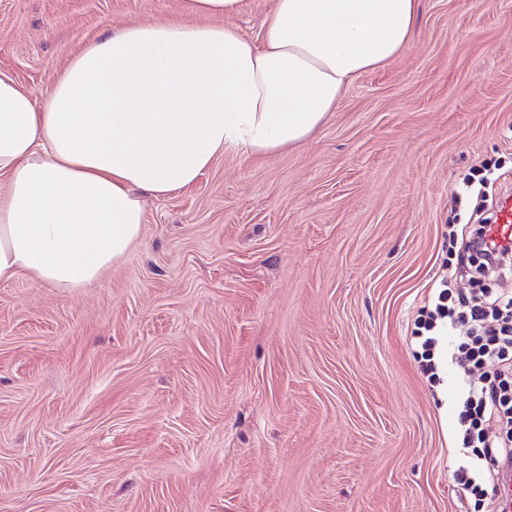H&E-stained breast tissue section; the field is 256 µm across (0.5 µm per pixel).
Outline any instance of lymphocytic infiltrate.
<instances>
[{"label":"lymphocytic infiltrate","instance_id":"lymphocytic-infiltrate-1","mask_svg":"<svg viewBox=\"0 0 512 512\" xmlns=\"http://www.w3.org/2000/svg\"><path fill=\"white\" fill-rule=\"evenodd\" d=\"M451 296L450 281L442 280L413 334L426 354L424 371L429 376H436L442 363L445 331L463 320L470 325L462 345L468 348L471 360L494 367L492 377L477 385L467 384L461 395L458 445L464 451L476 443L483 447L482 454L469 455L466 465L454 474L457 484L469 490L486 471L512 466V297L475 298L460 313L449 305ZM485 417L501 423V440L490 441L482 435L478 423Z\"/></svg>","mask_w":512,"mask_h":512}]
</instances>
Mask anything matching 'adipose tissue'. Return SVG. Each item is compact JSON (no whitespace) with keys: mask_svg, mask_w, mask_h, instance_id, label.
Wrapping results in <instances>:
<instances>
[{"mask_svg":"<svg viewBox=\"0 0 512 512\" xmlns=\"http://www.w3.org/2000/svg\"><path fill=\"white\" fill-rule=\"evenodd\" d=\"M185 0L187 23L104 26L39 99L0 76V283L85 288L141 237L145 197L231 147L308 139L363 74L402 53L419 0ZM272 7L271 0H246V7L235 19V26L244 36L259 39L262 23Z\"/></svg>","mask_w":512,"mask_h":512,"instance_id":"ef3b65f1","label":"adipose tissue"}]
</instances>
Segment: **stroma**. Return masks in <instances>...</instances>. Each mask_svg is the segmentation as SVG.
Returning <instances> with one entry per match:
<instances>
[{"mask_svg": "<svg viewBox=\"0 0 512 512\" xmlns=\"http://www.w3.org/2000/svg\"><path fill=\"white\" fill-rule=\"evenodd\" d=\"M182 0H0L35 98L104 25ZM497 177L461 197L478 170ZM512 189V0H420L405 50L308 141L146 201L95 284H0V512H488L452 479L464 353L412 331L473 285L450 230ZM437 290L439 291L431 305L428 304L426 318L417 323L412 332L426 353L427 364L422 370L428 373L431 379L438 377L437 370L442 363V340L445 331L453 329L457 322L465 321V313L457 312L454 306L447 303L452 297L451 281L448 278L442 279Z\"/></svg>", "mask_w": 512, "mask_h": 512, "instance_id": "obj_1", "label": "stroma"}]
</instances>
